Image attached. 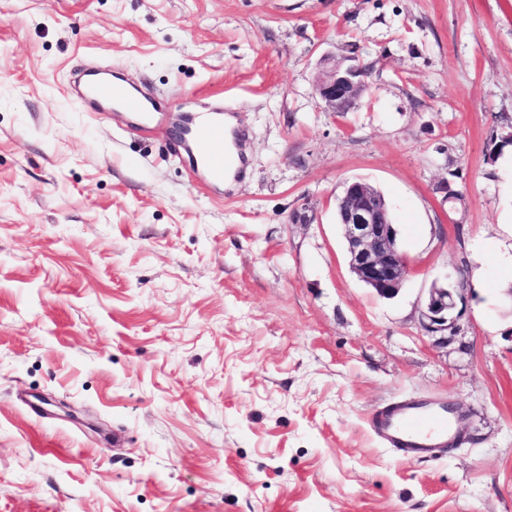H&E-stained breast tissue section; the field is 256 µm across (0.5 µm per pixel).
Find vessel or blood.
I'll use <instances>...</instances> for the list:
<instances>
[{
	"label": "vessel or blood",
	"mask_w": 512,
	"mask_h": 512,
	"mask_svg": "<svg viewBox=\"0 0 512 512\" xmlns=\"http://www.w3.org/2000/svg\"><path fill=\"white\" fill-rule=\"evenodd\" d=\"M78 80L92 111L106 104L113 111L136 115L146 126L162 111L147 89L115 81L108 74L87 71ZM223 112V104H215L206 121L191 124L185 134L186 149L194 158L192 173L205 186L223 185L226 175L239 171L243 159L246 135L239 130L226 136ZM370 427L387 447L404 455H422L454 441L456 417L443 403L400 400L372 414Z\"/></svg>",
	"instance_id": "b4317fda"
}]
</instances>
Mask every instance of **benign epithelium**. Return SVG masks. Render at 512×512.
<instances>
[{
  "label": "benign epithelium",
  "instance_id": "obj_1",
  "mask_svg": "<svg viewBox=\"0 0 512 512\" xmlns=\"http://www.w3.org/2000/svg\"><path fill=\"white\" fill-rule=\"evenodd\" d=\"M366 77L360 65L323 66L315 77L314 91L326 111L339 115L352 110L364 96L368 90ZM339 200V224L350 272L378 297H396L410 265L400 249L387 201L363 181L347 183ZM459 300L457 289L433 283L425 299L426 328L435 333L454 328L460 318Z\"/></svg>",
  "mask_w": 512,
  "mask_h": 512
}]
</instances>
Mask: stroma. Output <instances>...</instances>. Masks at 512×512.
Wrapping results in <instances>:
<instances>
[{"label":"stroma","mask_w":512,"mask_h":512,"mask_svg":"<svg viewBox=\"0 0 512 512\" xmlns=\"http://www.w3.org/2000/svg\"><path fill=\"white\" fill-rule=\"evenodd\" d=\"M351 56L336 116L313 79ZM86 67L165 121L88 112ZM217 92L249 143L204 189L171 129ZM352 180L412 268L390 300L346 261ZM511 287L507 0H0V512H512ZM407 398L456 404L459 445L385 447ZM366 77V70L360 65L343 68L335 62L319 68L314 91L327 112L343 114L352 110L368 90ZM459 300L456 288H448V283H433L425 299L426 328L435 333L453 329L461 316L457 311Z\"/></svg>","instance_id":"obj_1"}]
</instances>
